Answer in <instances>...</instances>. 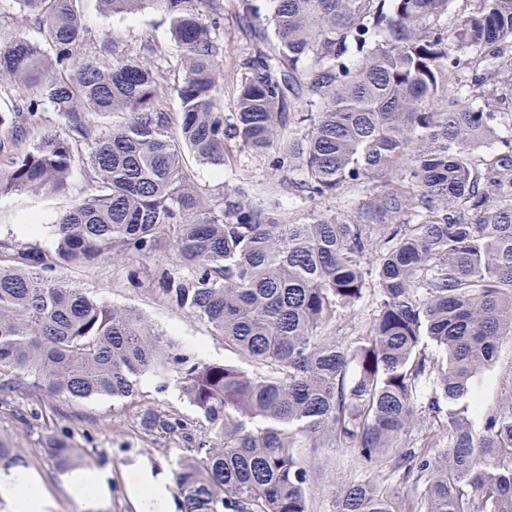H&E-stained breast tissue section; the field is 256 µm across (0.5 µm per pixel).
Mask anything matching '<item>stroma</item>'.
<instances>
[{
	"label": "stroma",
	"instance_id": "1",
	"mask_svg": "<svg viewBox=\"0 0 512 512\" xmlns=\"http://www.w3.org/2000/svg\"><path fill=\"white\" fill-rule=\"evenodd\" d=\"M222 14L201 5L204 23H216L215 34L224 45L218 59L220 72L236 69L252 55L255 42L240 18L237 0H220ZM78 11L84 26L83 51L92 56L115 54L150 57L160 71L166 87H174L181 79L182 51L173 41L164 13L156 7L135 14L105 13L99 0H78ZM228 151L235 155L232 165L223 167L203 164L185 154L184 160L197 191L221 202L225 190L245 188L251 201L273 212L283 224H297L317 211H330L337 217L357 219L369 195L354 187L340 188L329 198L310 197L297 187L298 174L288 169H273L278 149L256 155L227 141ZM90 170L76 164L64 191L35 193L6 191L0 193V240L23 246L52 249L54 226L65 211L73 207L89 191ZM171 253L161 252L142 259L126 257L125 261L95 266H71L67 278L75 285L89 289L112 305L141 312L153 325L174 336L190 358L206 361L239 363V356L226 349L222 337L213 335L203 323L161 302L144 287H136L126 278L128 267L150 270L168 265ZM373 291L342 317L336 326L339 341L353 346L365 334L375 316ZM512 374V336L499 344L497 358L473 380L484 409L498 406L502 400L500 383ZM66 441L78 448L87 466L108 465L112 468V499L103 512H132L124 494L123 474L137 460L174 471L186 456L184 442L176 437L141 433L135 411L128 403L105 397L93 401L71 402L44 389L25 388L0 398V442L18 449L28 467L36 470L55 492L59 512H83L79 502L70 498L60 484V471L48 462L44 448L48 438ZM299 454L311 471L309 493L315 512H334L338 492L355 480L369 479L357 453L348 444L325 448H300Z\"/></svg>",
	"mask_w": 512,
	"mask_h": 512
}]
</instances>
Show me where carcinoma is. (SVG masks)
Returning a JSON list of instances; mask_svg holds the SVG:
<instances>
[{
	"instance_id": "obj_1",
	"label": "carcinoma",
	"mask_w": 512,
	"mask_h": 512,
	"mask_svg": "<svg viewBox=\"0 0 512 512\" xmlns=\"http://www.w3.org/2000/svg\"><path fill=\"white\" fill-rule=\"evenodd\" d=\"M15 2L54 56L16 36L0 41V72L20 79L26 124L50 106L68 134L34 137L0 172V192L64 189L81 141L92 176L57 220L54 251L0 241V392L125 400L144 434L180 435L191 452L174 471L182 512H310L303 439L348 443L378 473L347 484L335 512H512V376L491 411L472 386L512 334V140L472 155L498 138L499 85L512 86V0H464L451 26L440 18L452 0H270L272 40L244 0L262 47L236 73L230 114L224 48L200 0H100L112 14H166L184 63L176 136L151 63L84 54L73 0ZM295 100L310 111L291 115ZM114 112L125 121L93 136L91 116ZM290 124L275 167L299 169L313 197L366 187L365 223L317 212L280 224L238 189L216 205L191 185L184 151L222 165L227 137L263 154ZM167 249L161 300L253 371L191 362L141 314L57 274ZM371 286L377 314L348 347L336 323ZM145 376L178 388L196 422L139 403ZM422 417L428 431L403 440ZM44 452L58 469L84 466L63 441ZM395 483L415 496L397 502Z\"/></svg>"
}]
</instances>
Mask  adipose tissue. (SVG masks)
<instances>
[{"instance_id": "ef3b65f1", "label": "adipose tissue", "mask_w": 512, "mask_h": 512, "mask_svg": "<svg viewBox=\"0 0 512 512\" xmlns=\"http://www.w3.org/2000/svg\"><path fill=\"white\" fill-rule=\"evenodd\" d=\"M62 485L79 500L85 512H101L112 490L108 466L75 469ZM125 490L134 512H176L169 473L139 460L125 472ZM0 504L7 512H58L53 490L34 470L0 464Z\"/></svg>"}]
</instances>
